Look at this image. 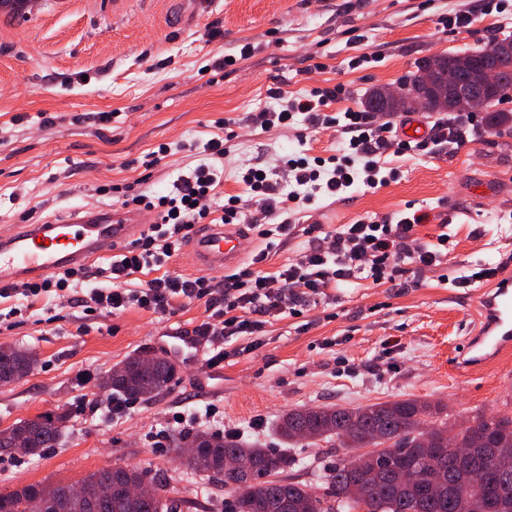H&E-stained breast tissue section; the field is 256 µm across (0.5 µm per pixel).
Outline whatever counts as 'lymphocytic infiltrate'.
Segmentation results:
<instances>
[{
  "label": "lymphocytic infiltrate",
  "mask_w": 512,
  "mask_h": 512,
  "mask_svg": "<svg viewBox=\"0 0 512 512\" xmlns=\"http://www.w3.org/2000/svg\"><path fill=\"white\" fill-rule=\"evenodd\" d=\"M341 92L338 86L323 88L311 99L288 101L280 111L256 113L252 126L263 130L287 126L300 113L305 114L312 127L334 125L336 119L328 115L327 108ZM343 122L349 140L341 154L327 159H286L285 165L293 175V188L288 194H281L279 182L260 176L256 168L242 172L241 180L248 194L225 197L220 220L225 224L250 222L245 200L257 199L269 221L255 225L254 230L265 239L266 247L253 256L249 268L225 274L220 283L203 275L193 279L156 277L139 288L120 285L121 279L164 266L193 227L209 218L207 201L221 177L216 163L224 157L223 140L206 142L204 151L210 156V163L199 165L190 176L178 178L171 194L149 195L126 188L121 195L122 205L154 212L157 221L149 225L136 245L113 257L108 268L98 270L102 284L91 289L90 296L99 313L114 315L135 304L170 315L177 306L200 303L205 317L193 333L209 343L205 363L215 367L228 359L226 345L231 339L264 335L268 316L302 314L307 307L317 304L327 290L358 279L375 285L392 283L409 268L424 269L447 262L448 255L443 251L447 234H437L432 240L420 237L419 217L401 213L388 224L360 217L340 225L324 236L313 237L297 258L278 270H263L270 249L299 232L286 214L285 202L300 209L309 205L314 193L320 191L335 195L355 182L371 189L388 183L381 156L391 141V124L377 123L374 113L358 111L346 112ZM87 276V271L81 268L66 270L39 282L1 288L0 298L20 294L32 306L43 295L66 290L71 282L84 281Z\"/></svg>",
  "instance_id": "1"
}]
</instances>
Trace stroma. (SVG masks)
<instances>
[{"instance_id":"35a3bbf8","label":"stroma","mask_w":512,"mask_h":512,"mask_svg":"<svg viewBox=\"0 0 512 512\" xmlns=\"http://www.w3.org/2000/svg\"><path fill=\"white\" fill-rule=\"evenodd\" d=\"M460 14L469 26H451ZM512 35V0H30L0 8V230L21 217L43 222L72 207L116 203L112 188L165 193L205 162L204 144L223 139L224 178L214 205L244 194L249 164L286 178L288 155L328 157L345 145L340 128L303 119L267 132L252 113L277 111L313 90L343 85L329 110H361L364 93L394 86L436 53L480 51ZM248 55H241L243 46ZM223 71H213L215 61ZM112 115L99 123L98 113ZM162 158L152 168L138 159ZM398 177L386 186L321 197L301 226L329 231L360 216L381 221L409 209L420 236L448 233V262L410 269L400 285L341 286L300 317L271 319L252 350L207 367L170 354L162 335H192L199 304L173 315L130 307L88 314L69 293L42 299L37 315L0 322V346L38 359L27 377L0 385V430L22 419L67 413L56 448L0 459V492L49 480L75 482L121 462L171 476L196 512H226L227 489L182 468L169 448L147 440L178 412H198L200 430L279 447L287 411L365 406L414 398L446 405L452 419L512 416V357L476 373L450 356L473 322L479 269L512 266V122L487 129L473 116L466 138L427 152L382 155ZM171 356L168 388L124 414L105 408L102 383L131 354ZM290 474L322 494L318 476L335 462L327 447L287 448Z\"/></svg>"}]
</instances>
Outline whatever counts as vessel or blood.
<instances>
[{
    "instance_id": "b4317fda",
    "label": "vessel or blood",
    "mask_w": 512,
    "mask_h": 512,
    "mask_svg": "<svg viewBox=\"0 0 512 512\" xmlns=\"http://www.w3.org/2000/svg\"><path fill=\"white\" fill-rule=\"evenodd\" d=\"M143 230L142 214L132 207L94 213L73 209L44 224H19L0 235V287L84 268L131 246ZM241 224H212L194 234L196 265L233 270L241 261ZM478 320L460 344L456 369L472 372L512 354V270H499L482 291Z\"/></svg>"
}]
</instances>
